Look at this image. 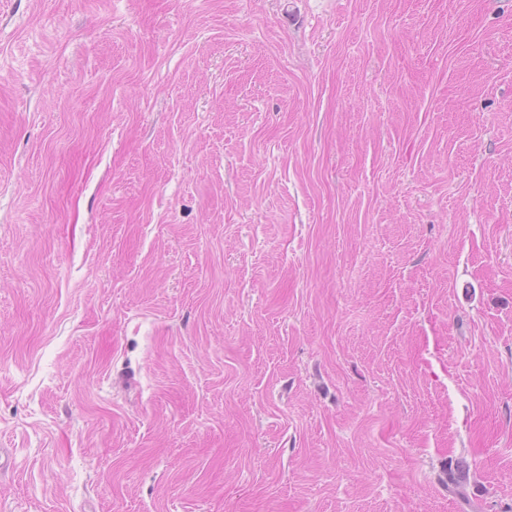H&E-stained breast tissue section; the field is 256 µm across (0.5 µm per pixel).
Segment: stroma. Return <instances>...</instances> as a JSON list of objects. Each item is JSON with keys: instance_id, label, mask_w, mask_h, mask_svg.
<instances>
[{"instance_id": "stroma-1", "label": "stroma", "mask_w": 512, "mask_h": 512, "mask_svg": "<svg viewBox=\"0 0 512 512\" xmlns=\"http://www.w3.org/2000/svg\"><path fill=\"white\" fill-rule=\"evenodd\" d=\"M0 448V512H512V0H0Z\"/></svg>"}]
</instances>
